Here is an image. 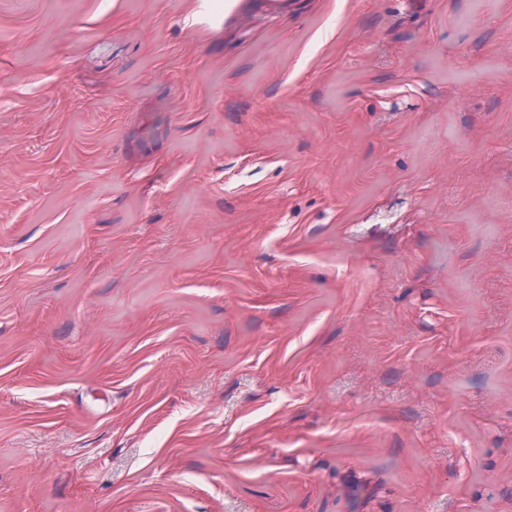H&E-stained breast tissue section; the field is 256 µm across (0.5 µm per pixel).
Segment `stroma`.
<instances>
[{
	"label": "stroma",
	"instance_id": "35a3bbf8",
	"mask_svg": "<svg viewBox=\"0 0 512 512\" xmlns=\"http://www.w3.org/2000/svg\"><path fill=\"white\" fill-rule=\"evenodd\" d=\"M0 512H512V0H0Z\"/></svg>",
	"mask_w": 512,
	"mask_h": 512
}]
</instances>
